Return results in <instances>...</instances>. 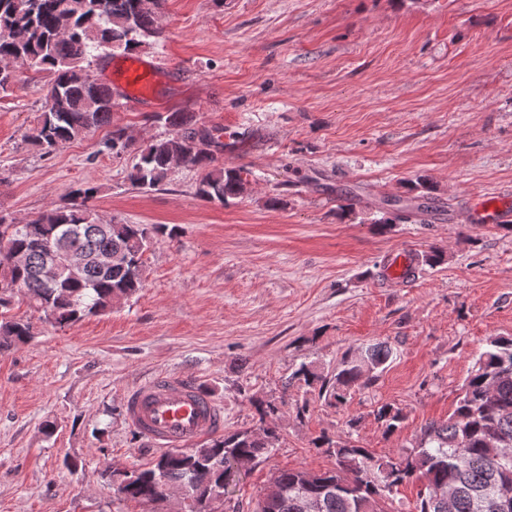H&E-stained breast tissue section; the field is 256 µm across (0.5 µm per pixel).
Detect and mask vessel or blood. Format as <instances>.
Listing matches in <instances>:
<instances>
[{
  "label": "vessel or blood",
  "instance_id": "obj_1",
  "mask_svg": "<svg viewBox=\"0 0 512 512\" xmlns=\"http://www.w3.org/2000/svg\"><path fill=\"white\" fill-rule=\"evenodd\" d=\"M159 77L156 65L130 58L114 67L112 82L122 100L144 105L153 101ZM474 212L481 222H512V204L503 199L493 205L480 200ZM415 262L411 250L398 251L390 259L386 274L405 280ZM123 401L129 427L159 448L190 446L224 425L222 408L185 376L151 375L128 390Z\"/></svg>",
  "mask_w": 512,
  "mask_h": 512
}]
</instances>
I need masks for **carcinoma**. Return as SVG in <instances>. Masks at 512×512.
Masks as SVG:
<instances>
[{"mask_svg":"<svg viewBox=\"0 0 512 512\" xmlns=\"http://www.w3.org/2000/svg\"><path fill=\"white\" fill-rule=\"evenodd\" d=\"M163 0H0V61L20 60L33 77L46 73L52 106H42L28 138L44 153L84 137L88 132L112 127L100 152L114 158L133 156L127 178L139 189L163 185L173 172V162L202 171L196 194L222 205L249 189V171L219 161L224 152L223 129L198 123L192 112H166L156 116L171 129L163 138L135 146L126 128L112 125L118 105L112 88L95 77L115 50L125 53L146 48L162 34L159 14ZM413 198L433 200L432 183H409ZM98 187L88 183L69 191L59 204H51L27 224L17 227L0 214V282L17 283L30 308L51 315L53 327H70L88 316L112 312L114 297L129 298L144 288L143 257L163 227L158 224H104L92 205ZM424 213L396 197L387 201L382 227L405 223ZM66 251L89 258L81 273L60 275L51 283L39 274L48 251ZM112 256L105 268L100 258ZM0 303V350L30 343L34 325L5 315ZM393 356L384 343H371L345 354L333 373L314 362H302L283 383V391L296 386L331 406L345 405L352 394L372 386ZM259 429L228 431L183 452L163 451L146 467L113 470L110 482L125 484L122 499L157 505L164 487L188 488L185 512H206L215 493L229 494L239 478L250 471L246 463L267 458L280 443L279 420L285 401H254ZM383 433L390 435L405 420L403 410L383 404L376 410ZM358 419L347 421L350 433L336 439L322 434L315 447L334 457V467L321 472L319 481L305 480L307 470L275 472L270 483L280 489L266 510L264 500L255 512H303L307 496L320 498V512H390L386 500L399 485L419 480L414 512H448L432 501V490L454 485L456 512H473L477 497L483 512H497L499 482L512 484V336H491L466 378L456 407L443 423L421 429L412 447L396 455H376L353 438Z\"/></svg>","mask_w":512,"mask_h":512,"instance_id":"1","label":"carcinoma"}]
</instances>
